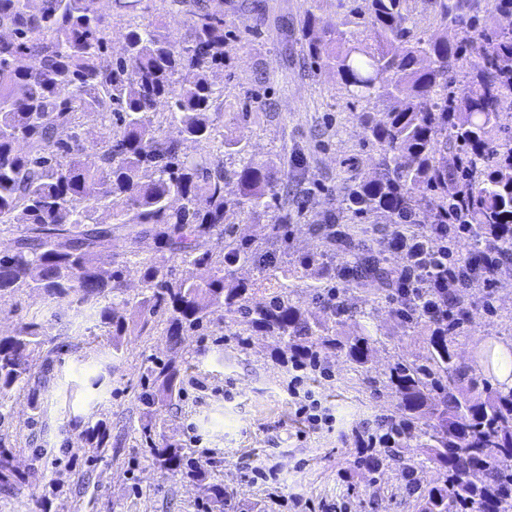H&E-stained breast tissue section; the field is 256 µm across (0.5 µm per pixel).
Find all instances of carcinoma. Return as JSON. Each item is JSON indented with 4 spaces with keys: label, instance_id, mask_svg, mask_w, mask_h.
I'll return each instance as SVG.
<instances>
[{
    "label": "carcinoma",
    "instance_id": "carcinoma-1",
    "mask_svg": "<svg viewBox=\"0 0 512 512\" xmlns=\"http://www.w3.org/2000/svg\"><path fill=\"white\" fill-rule=\"evenodd\" d=\"M0 0V226L15 235V249L0 256V294L26 288L89 311L112 328L128 330L113 299L122 293V271L106 270L98 254L119 238L149 242L154 254H169L193 267L191 279L174 280L156 259L141 258L143 292L136 304L143 333L153 316L168 317V336L178 345L182 331L201 328L219 308L235 307L254 331L286 344L293 363L307 366L320 345L367 368L369 338L340 336L311 318L291 298L290 285L258 249L224 238L226 215L265 212L279 185L276 173L250 158L224 167L237 140L224 138L212 115L224 94L209 81L224 66V10L220 0H161L158 18L136 15L142 0H115L125 12V47L108 52L112 24L100 0ZM354 20L324 27L305 20V49L313 62L336 70L351 96L394 104L364 126L381 150L377 176L352 188L357 213L392 215L425 203L434 219L466 199L453 236L482 244L464 262L481 261L493 271L512 268V134L500 124L512 108V20L503 12L484 19L471 48L445 38H424L411 26L413 0H365ZM188 5L189 35L169 39L167 19ZM441 24L474 19V0H436ZM376 44H367L369 34ZM471 52L475 71L459 88L453 74ZM170 103V129L155 122L159 103ZM96 112L102 131L89 141L81 116ZM69 130L67 138L59 130ZM25 144L26 150L19 149ZM208 152L191 156L186 144ZM235 182L237 193L227 192ZM424 189L426 194L417 195ZM288 202L276 209L271 238L290 222ZM326 243L354 257L351 282L390 286L378 254L335 222L319 224ZM223 237L217 249L207 247ZM266 266L261 289L233 277L245 264ZM263 292L265 299L252 302ZM465 320L431 326L425 363L401 361L386 386L398 394L397 416L387 421L393 445L362 450L355 465L376 472L400 465L406 495L416 512H512V387L457 359L454 344ZM34 314L15 332L0 336V395L26 383L41 345ZM181 368L173 360L146 369L139 395L144 407L141 437L149 458L173 474L195 478L198 470L184 448L156 434L155 407L181 390ZM89 447H107L102 423L74 418ZM416 438L438 472L423 485L416 467L397 445ZM24 481L13 457L0 450V488Z\"/></svg>",
    "mask_w": 512,
    "mask_h": 512
}]
</instances>
